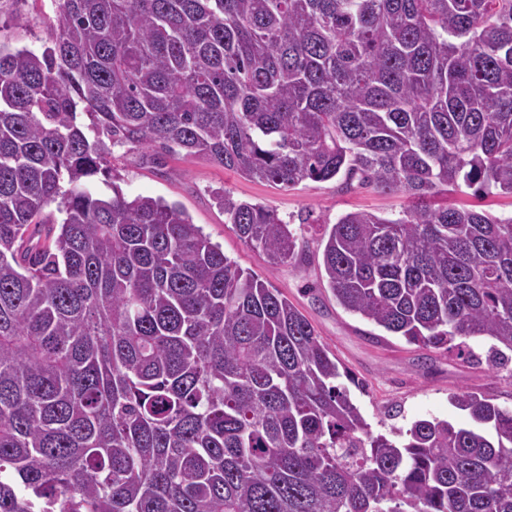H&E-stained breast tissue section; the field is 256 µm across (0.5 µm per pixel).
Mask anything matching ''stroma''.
<instances>
[{
  "mask_svg": "<svg viewBox=\"0 0 512 512\" xmlns=\"http://www.w3.org/2000/svg\"><path fill=\"white\" fill-rule=\"evenodd\" d=\"M53 0H0V47L38 50L49 41ZM112 165L128 198L150 196L179 204L212 242L242 268L269 281L308 318L321 341L354 377L349 390L373 432L387 434L419 419L439 418L469 425L470 419L450 400L453 393L476 389L512 407V369H491L457 359L454 353L421 348L387 335L344 311L320 278L317 260L292 266H270L265 255L239 239L224 217L216 191L277 209L284 220L308 212L318 222L308 233L309 250L319 248V227L336 223L350 211L390 217L407 204L405 194H383L370 188L340 190L337 181L306 182L281 190L250 181L203 159L165 157L153 164L144 151L116 147Z\"/></svg>",
  "mask_w": 512,
  "mask_h": 512,
  "instance_id": "1",
  "label": "stroma"
}]
</instances>
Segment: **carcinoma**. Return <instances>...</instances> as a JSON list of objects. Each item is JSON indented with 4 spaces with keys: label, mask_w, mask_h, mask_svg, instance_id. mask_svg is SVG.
<instances>
[{
    "label": "carcinoma",
    "mask_w": 512,
    "mask_h": 512,
    "mask_svg": "<svg viewBox=\"0 0 512 512\" xmlns=\"http://www.w3.org/2000/svg\"><path fill=\"white\" fill-rule=\"evenodd\" d=\"M51 28L0 50V512H512L511 408L464 389L474 426L374 434L306 316L112 172L120 146L406 193L325 229L327 288L501 368L512 217L433 199L512 195V0H57ZM219 202L306 259L276 209Z\"/></svg>",
    "instance_id": "carcinoma-1"
}]
</instances>
